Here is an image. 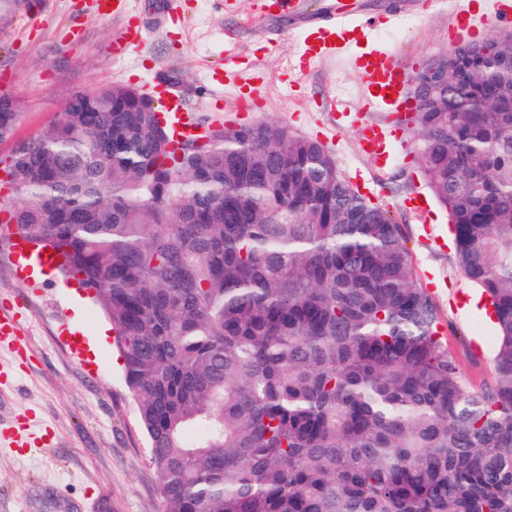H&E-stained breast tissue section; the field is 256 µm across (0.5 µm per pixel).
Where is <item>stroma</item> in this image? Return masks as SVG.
<instances>
[{"label": "stroma", "mask_w": 512, "mask_h": 512, "mask_svg": "<svg viewBox=\"0 0 512 512\" xmlns=\"http://www.w3.org/2000/svg\"><path fill=\"white\" fill-rule=\"evenodd\" d=\"M168 0H126L98 17L93 0H42L37 15L17 16L0 32V82L24 113L18 135L52 125L74 91L121 83H164L197 122L210 129L235 123L236 81L260 74L253 112L245 122H277L304 136L327 123L331 100L362 109V79L349 58H327L300 72L296 54L308 16L330 0H305V14L267 11L263 0H182L171 21ZM367 16H400L382 29L406 73L448 49V15L425 0H338ZM135 22L144 41L124 57L108 52ZM238 56L236 76L211 84L213 69ZM359 125L343 121L325 144L344 176L383 204L400 224L420 287L431 294L444 323L443 341L456 355L469 390L491 385L495 328L471 306L478 288L462 274L448 214L432 205L429 224L401 207L425 192L414 146L393 148L377 167L358 148ZM0 310L16 314L20 345H0V512H163L159 476L137 406L125 384L114 344L87 346L106 325L102 309L76 283L59 276H19L13 241L0 237Z\"/></svg>", "instance_id": "obj_1"}]
</instances>
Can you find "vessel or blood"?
<instances>
[{"label": "vessel or blood", "mask_w": 512, "mask_h": 512, "mask_svg": "<svg viewBox=\"0 0 512 512\" xmlns=\"http://www.w3.org/2000/svg\"><path fill=\"white\" fill-rule=\"evenodd\" d=\"M451 19L448 34L454 43L484 34L489 26L488 15L482 8L473 10L464 6L455 9ZM375 27V22L359 20L344 10L331 13L325 20L313 22L302 38V66L310 67L332 54L343 53L350 45L362 43ZM141 42L140 28L132 26L110 44L109 52L113 57H121ZM353 65L364 81L365 111L387 115L385 123L363 127L360 137L362 151L382 166L389 160L391 145L408 137L406 130L399 124L407 109L404 98L407 75L387 50L362 53L354 58ZM155 96L163 106L161 117L170 127L174 140L200 135V128L189 112L185 111L177 96L162 87L156 88Z\"/></svg>", "instance_id": "b4317fda"}]
</instances>
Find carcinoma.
I'll list each match as a JSON object with an SVG mask.
<instances>
[{
    "instance_id": "1",
    "label": "carcinoma",
    "mask_w": 512,
    "mask_h": 512,
    "mask_svg": "<svg viewBox=\"0 0 512 512\" xmlns=\"http://www.w3.org/2000/svg\"><path fill=\"white\" fill-rule=\"evenodd\" d=\"M38 4L0 0V27ZM451 53L401 123L495 325L478 392L401 226L318 140L256 123L172 149L120 83L17 140L0 95V231L105 312L163 512H512V44Z\"/></svg>"
}]
</instances>
